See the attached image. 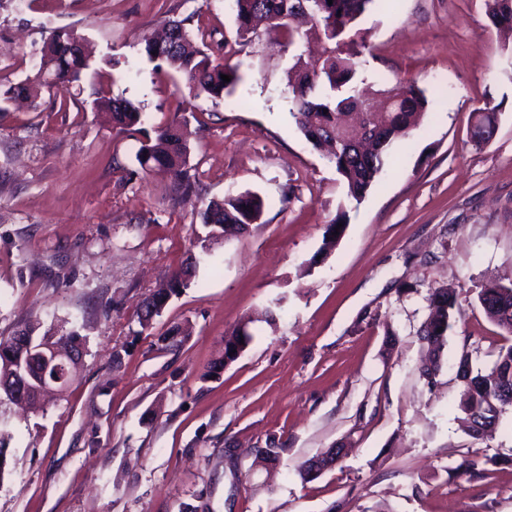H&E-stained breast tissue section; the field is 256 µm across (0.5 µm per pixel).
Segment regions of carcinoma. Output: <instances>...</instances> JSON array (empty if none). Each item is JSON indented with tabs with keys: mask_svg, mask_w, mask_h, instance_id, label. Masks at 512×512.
I'll use <instances>...</instances> for the list:
<instances>
[{
	"mask_svg": "<svg viewBox=\"0 0 512 512\" xmlns=\"http://www.w3.org/2000/svg\"><path fill=\"white\" fill-rule=\"evenodd\" d=\"M375 0H233L236 35L243 39L255 33L263 23L284 30L286 45L292 46L299 36L296 23L302 19L313 22L323 39L322 54L309 59L300 53L287 72L289 114L305 139L315 147L334 143L326 156L340 180L347 187V196L361 202L377 183L386 165L393 159L394 146L411 138L420 127L429 105L425 91L410 80H400L377 91L379 95L399 97L398 106L388 112H357L355 102L369 98L362 87V61L355 53L344 51L349 42L365 43L366 32L359 28L360 19ZM487 16L496 28L512 32V0H485ZM193 17L170 20L164 35L144 39L143 52L147 59L161 68L166 66L182 76L196 96L212 100L231 93L241 81L240 64H213L214 52L222 51L229 42L216 48H200L191 37L188 25ZM82 37L71 29L54 31L41 51L37 71L16 83L0 88V112L19 99L37 98L44 87L68 88L80 80L89 68V58L74 51ZM230 76L225 82L221 75ZM94 107L112 114V123L124 132L142 124V112L133 102L109 96L98 89L94 92ZM328 113H323V110ZM472 139L477 147L488 144L497 131V107L487 106L472 116ZM189 136L187 124L174 121L158 127L154 137L141 144L136 159L144 171L162 174L173 181L177 195L183 197L199 191V178L189 167ZM264 210L263 199L254 192L211 200L200 213L202 224L211 228L201 240L202 252L224 238L230 230H244L257 223ZM345 214L326 225L322 251L329 252L339 244L345 227ZM196 263L173 274L166 283L143 298L137 313L141 328L150 326V315H160L172 297L191 284ZM486 316L506 334L512 335V280L507 284L493 283L478 293ZM430 314L419 331L427 356L421 368L422 376L432 385L444 366V351L448 331L459 311L455 289L446 285L431 289L428 298ZM39 325L32 324L21 335L0 336V394L14 398L10 386L19 370L31 373L24 342L34 346H63L76 339L73 332L57 338L39 334ZM253 339L249 322L244 321L224 339L225 351L246 349ZM466 383L459 401L469 432L480 436L499 416L512 407V344L503 346L488 370H473L468 358L460 362ZM280 449L274 445L261 448L254 464L265 467L279 460Z\"/></svg>",
	"mask_w": 512,
	"mask_h": 512,
	"instance_id": "obj_1",
	"label": "carcinoma"
}]
</instances>
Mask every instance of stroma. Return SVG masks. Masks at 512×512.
Segmentation results:
<instances>
[{"label":"stroma","mask_w":512,"mask_h":512,"mask_svg":"<svg viewBox=\"0 0 512 512\" xmlns=\"http://www.w3.org/2000/svg\"><path fill=\"white\" fill-rule=\"evenodd\" d=\"M189 15L195 39L233 40L231 0H0V84L31 75L61 27L92 64L0 113V336L37 322L84 339L60 396L0 397V512H512V409L478 439L457 421L461 355L486 369L511 340L478 301L486 281L512 280V78L485 0H377L364 16L368 75L417 80L430 105L359 203L288 113L278 29L235 43L243 79L216 101L146 60L143 37ZM102 86L140 107V133L92 109ZM489 105L498 129L479 148L471 115ZM175 119L201 187L187 199L135 158ZM247 191L264 200L260 223L214 245L141 329L138 302L197 252L208 201ZM341 214L339 245L320 255ZM442 283L459 312L431 386L417 332ZM246 319L251 344L216 367ZM271 441L269 475L252 453ZM337 443L334 467L299 478ZM228 447L245 457L229 463Z\"/></svg>","instance_id":"35a3bbf8"}]
</instances>
